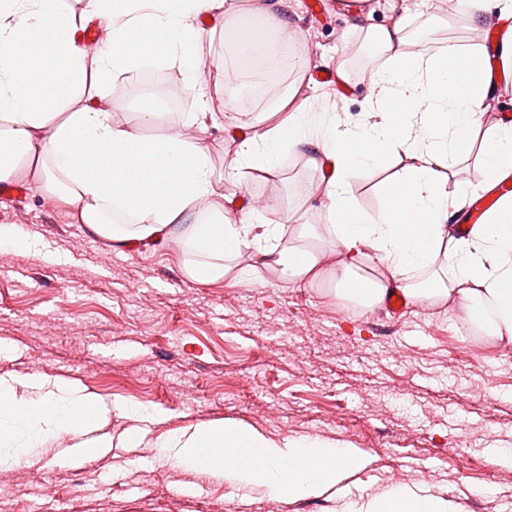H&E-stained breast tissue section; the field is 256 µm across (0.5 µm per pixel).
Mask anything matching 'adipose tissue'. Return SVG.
Here are the masks:
<instances>
[{"label":"adipose tissue","instance_id":"adipose-tissue-1","mask_svg":"<svg viewBox=\"0 0 512 512\" xmlns=\"http://www.w3.org/2000/svg\"><path fill=\"white\" fill-rule=\"evenodd\" d=\"M0 0L9 23H0V181L26 162L40 166L47 192L79 211L82 223L111 248L135 245L177 246L198 259L186 263L188 278L224 279L226 260L248 256L252 266L279 270L287 277L319 275L318 248L296 249L283 240V224L236 218L213 207L185 223L188 211L223 195L225 183H239L244 171H276L283 150L330 160L324 185L336 262L332 278L345 299L371 309L390 288L429 305L454 299L469 311L476 330L512 344V195L475 225L469 237L456 236L448 210L458 193L449 190V161L468 147L467 134L482 129L479 161L487 183L512 173V127L480 128L478 112L488 97L492 76L479 53L451 45L433 56L404 50L401 25L375 29L371 39L386 61L371 72L375 93L366 111H379L378 123L340 128L317 119L294 96L283 98V119L242 139L234 166L224 178L214 175L206 147L179 131L148 135L144 126L157 114L145 110L140 124L111 120L94 109L59 116L56 107L83 90L87 78L104 83L138 70L145 60L179 63L188 87L199 77L201 34L194 22L223 0H87L89 15L112 26L110 46L88 60L75 42L74 19L66 0ZM284 22L267 11L262 23L224 27V43L235 69L251 65L243 45L252 33L269 35ZM412 154L416 164L386 184L385 205L377 216L364 213L348 189L350 174L380 160ZM135 215L133 226L106 219L113 210ZM445 259L452 276L421 287L413 272ZM376 278L363 276L365 266ZM36 383L0 379V456H28L51 438L89 434L96 447H111L98 431L108 422L111 404L75 389L50 390ZM168 458L196 472L222 475L225 482L256 489L281 503L314 497L364 469L368 456L346 444L317 439L275 440L234 421L220 420L166 435ZM349 512H463L461 505L406 486H391Z\"/></svg>","mask_w":512,"mask_h":512}]
</instances>
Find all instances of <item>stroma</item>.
Here are the masks:
<instances>
[{
  "label": "stroma",
  "mask_w": 512,
  "mask_h": 512,
  "mask_svg": "<svg viewBox=\"0 0 512 512\" xmlns=\"http://www.w3.org/2000/svg\"><path fill=\"white\" fill-rule=\"evenodd\" d=\"M308 0L280 7L302 55L313 64L343 68L353 94L336 100L330 85L305 82L298 99L310 111L355 122L369 93L367 57L378 50L371 29L403 23L418 30L420 50L433 54L451 43L478 50L483 21L460 33L439 13L436 0H369L364 24L330 10L311 20ZM201 31V87L219 102L216 116L160 120L190 132L209 150L215 173L236 157L231 110L222 109L226 73L216 10ZM111 97L129 125L139 122L138 96L116 94L114 82L68 96L61 112L98 106ZM392 159L357 171L349 180L369 215L382 208L383 187L402 172ZM322 175L307 154L288 151L271 174L246 171L225 184L238 215L270 217L278 202L296 219L284 237L306 248L297 227L328 221ZM14 182L32 191L22 211L0 201V225L14 224L42 250L0 248V377L43 375L111 401L105 428L113 438L132 425L122 404L158 416L131 448H101L70 458L63 443L35 448L25 481L0 490V512H259L264 498L224 480L203 476L164 457L159 436L214 420H233L266 436L312 437L361 449L369 465L347 478L340 492L282 505L280 512H344L360 497L391 485L421 487L464 505L466 512H512V355L486 340L482 355L465 352L463 314L457 308L410 302L399 316L385 307L350 313L333 284L298 283L276 270L243 281L190 280L177 249L112 250L89 234L70 207L48 194L41 172L24 166ZM254 205L243 203V196ZM57 255L46 262L44 251ZM499 475L488 480V468ZM55 487L46 496V484Z\"/></svg>",
  "instance_id": "obj_1"
}]
</instances>
